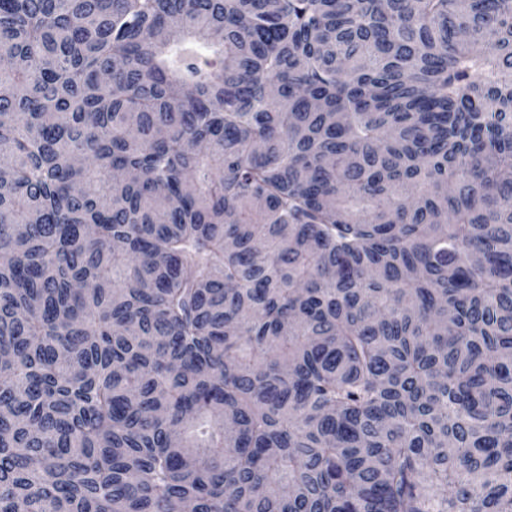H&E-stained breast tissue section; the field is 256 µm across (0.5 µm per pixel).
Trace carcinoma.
Segmentation results:
<instances>
[{
	"label": "carcinoma",
	"instance_id": "carcinoma-1",
	"mask_svg": "<svg viewBox=\"0 0 512 512\" xmlns=\"http://www.w3.org/2000/svg\"><path fill=\"white\" fill-rule=\"evenodd\" d=\"M512 512V0H0V512Z\"/></svg>",
	"mask_w": 512,
	"mask_h": 512
}]
</instances>
